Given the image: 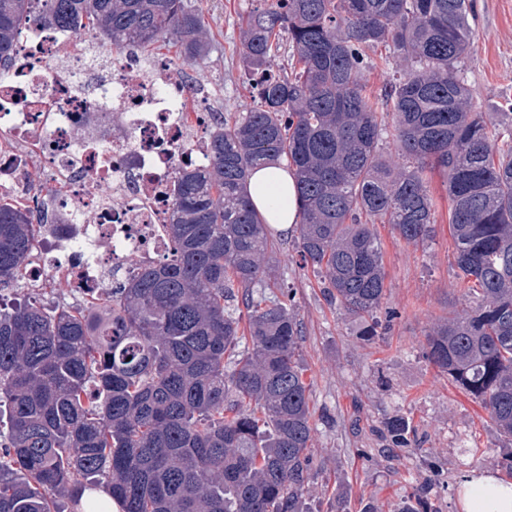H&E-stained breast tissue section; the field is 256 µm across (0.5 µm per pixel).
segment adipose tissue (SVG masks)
I'll list each match as a JSON object with an SVG mask.
<instances>
[{"mask_svg": "<svg viewBox=\"0 0 512 512\" xmlns=\"http://www.w3.org/2000/svg\"><path fill=\"white\" fill-rule=\"evenodd\" d=\"M250 199L266 223L281 230L298 224L295 182L284 165L271 163L257 169L249 180ZM462 512H512V483L486 472H474L459 493Z\"/></svg>", "mask_w": 512, "mask_h": 512, "instance_id": "obj_1", "label": "adipose tissue"}]
</instances>
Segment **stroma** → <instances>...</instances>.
Instances as JSON below:
<instances>
[{
    "instance_id": "obj_1",
    "label": "stroma",
    "mask_w": 512,
    "mask_h": 512,
    "mask_svg": "<svg viewBox=\"0 0 512 512\" xmlns=\"http://www.w3.org/2000/svg\"><path fill=\"white\" fill-rule=\"evenodd\" d=\"M210 30L209 51L188 77L204 88L210 109L224 118L249 111L254 100L241 63L239 19L256 0H198ZM475 50L461 73L479 111L512 121V0H474ZM435 234L425 246L377 225L386 272V307L398 315L380 335L324 294L320 277L301 266L296 232L273 231L277 275L293 290L303 327L301 358L310 388L313 475L306 498L314 512H398L417 489L430 512H461L458 491L472 472H500L507 441L466 390L425 356L426 332L461 300L448 229V184L428 175ZM409 418L418 445L382 454L376 431L394 414Z\"/></svg>"
}]
</instances>
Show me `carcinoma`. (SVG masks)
<instances>
[{
	"label": "carcinoma",
	"instance_id": "obj_1",
	"mask_svg": "<svg viewBox=\"0 0 512 512\" xmlns=\"http://www.w3.org/2000/svg\"><path fill=\"white\" fill-rule=\"evenodd\" d=\"M472 2L262 0L240 24L254 106L212 128L204 168L176 172L174 251L85 310L20 288L48 219L0 198V293L19 292L0 305V512H76L101 490L121 512H310L302 323L289 287L263 292L277 287L271 225L247 192L256 166L281 159L296 175L301 263L329 301L388 321L375 225L429 240L428 172H443L465 292L426 333V357L512 442V129L476 109L459 75ZM31 26L118 49L162 42L183 63L208 49L196 0H0V74ZM284 39L289 72L271 67ZM380 44L407 62L386 94L389 156L362 75ZM382 433L390 448L417 443L402 415Z\"/></svg>",
	"mask_w": 512,
	"mask_h": 512
}]
</instances>
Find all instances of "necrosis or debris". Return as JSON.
<instances>
[{
    "mask_svg": "<svg viewBox=\"0 0 512 512\" xmlns=\"http://www.w3.org/2000/svg\"><path fill=\"white\" fill-rule=\"evenodd\" d=\"M82 40L29 29L0 74V196L50 218L27 288L103 296L170 254L174 176L206 163L215 116L170 60L131 47L107 64ZM37 170L54 190L34 184Z\"/></svg>",
    "mask_w": 512,
    "mask_h": 512,
    "instance_id": "necrosis-or-debris-1",
    "label": "necrosis or debris"
}]
</instances>
